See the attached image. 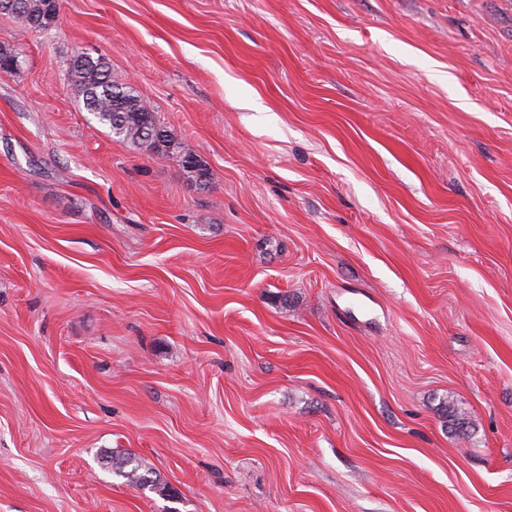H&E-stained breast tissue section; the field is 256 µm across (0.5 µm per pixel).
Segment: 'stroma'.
Instances as JSON below:
<instances>
[{
	"instance_id": "35a3bbf8",
	"label": "stroma",
	"mask_w": 512,
	"mask_h": 512,
	"mask_svg": "<svg viewBox=\"0 0 512 512\" xmlns=\"http://www.w3.org/2000/svg\"><path fill=\"white\" fill-rule=\"evenodd\" d=\"M0 49V512H512V0H58ZM71 79L81 90L87 110L108 125L120 141L146 151L171 152L181 162L188 179L206 185L210 171L185 142L177 141L131 86L112 79L108 62L98 56L91 61L77 57L70 70ZM130 462V460L124 459L123 462L119 463V465L116 463V466H114L112 457V468H115L114 473L123 478L125 483L136 485L138 487L151 486L161 494H167L169 492L168 486L160 481L157 474L153 477V473L149 471L146 474L139 473V465L133 466L130 470H125V468L130 465Z\"/></svg>"
}]
</instances>
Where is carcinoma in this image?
<instances>
[{
	"instance_id": "carcinoma-1",
	"label": "carcinoma",
	"mask_w": 512,
	"mask_h": 512,
	"mask_svg": "<svg viewBox=\"0 0 512 512\" xmlns=\"http://www.w3.org/2000/svg\"><path fill=\"white\" fill-rule=\"evenodd\" d=\"M0 13L10 14L28 26L47 29L57 18L56 0H0ZM71 79L81 90L87 110L102 124L109 126L120 141L146 151L171 152L181 162L188 179L198 185L209 183L210 171L185 142L173 137L157 113L134 89L112 79L108 62L99 56L91 61L77 57L70 70ZM115 474L125 483L151 486L161 494L168 486L156 476L139 472L125 459L115 466Z\"/></svg>"
}]
</instances>
